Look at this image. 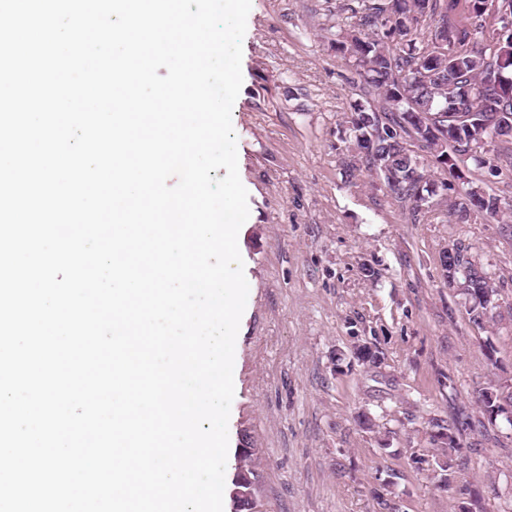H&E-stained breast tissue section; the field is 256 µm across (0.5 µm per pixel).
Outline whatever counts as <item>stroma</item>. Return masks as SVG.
Here are the masks:
<instances>
[{"mask_svg": "<svg viewBox=\"0 0 512 512\" xmlns=\"http://www.w3.org/2000/svg\"><path fill=\"white\" fill-rule=\"evenodd\" d=\"M336 0H251L231 113L250 218L235 345L224 512H238L239 449H254L258 512H505L512 424L477 391H512V228L411 223L382 182L351 172L345 117L359 90L325 38ZM472 246L500 290L495 327L470 322L440 256ZM379 353L359 362L357 345ZM495 349L489 367L486 345ZM445 421L461 449L439 487ZM500 386L496 384L494 381H489L486 386L480 388L478 390V402L480 405L481 412L484 416L488 417V414L495 412L496 410H501L500 403L503 400V392H500Z\"/></svg>", "mask_w": 512, "mask_h": 512, "instance_id": "stroma-1", "label": "stroma"}]
</instances>
